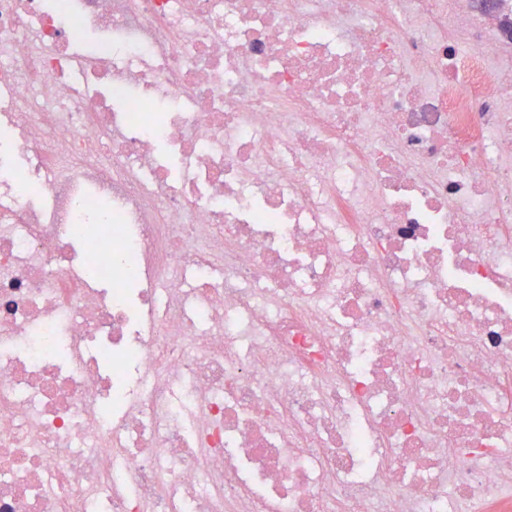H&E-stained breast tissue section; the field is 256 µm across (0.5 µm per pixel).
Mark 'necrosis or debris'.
Listing matches in <instances>:
<instances>
[{
	"label": "necrosis or debris",
	"instance_id": "4bbe7bcc",
	"mask_svg": "<svg viewBox=\"0 0 512 512\" xmlns=\"http://www.w3.org/2000/svg\"><path fill=\"white\" fill-rule=\"evenodd\" d=\"M0 512H512V0H0Z\"/></svg>",
	"mask_w": 512,
	"mask_h": 512
}]
</instances>
